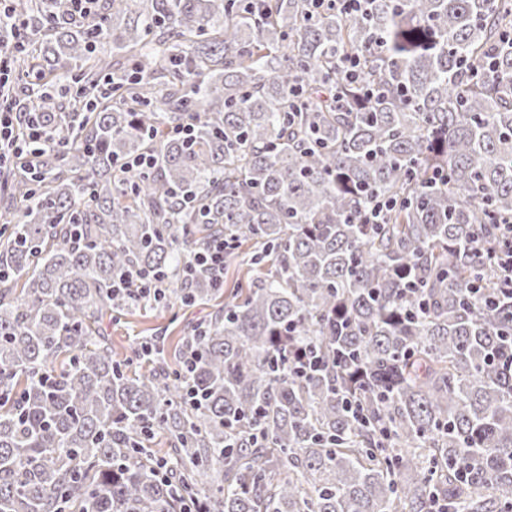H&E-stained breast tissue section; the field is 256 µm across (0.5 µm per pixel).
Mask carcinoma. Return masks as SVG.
Segmentation results:
<instances>
[{"instance_id": "carcinoma-1", "label": "carcinoma", "mask_w": 512, "mask_h": 512, "mask_svg": "<svg viewBox=\"0 0 512 512\" xmlns=\"http://www.w3.org/2000/svg\"><path fill=\"white\" fill-rule=\"evenodd\" d=\"M13 9L52 140L3 172L0 512H512V0ZM220 237L227 296L174 271ZM221 297L172 347L100 326ZM503 226V233L506 237V240L503 242V246H501V250L498 255L493 253L491 258L496 259L497 265L501 271L502 277L505 280H509L512 282V225L511 224H501Z\"/></svg>"}]
</instances>
